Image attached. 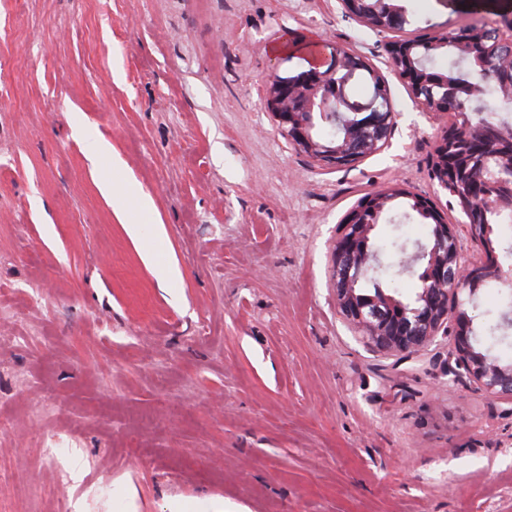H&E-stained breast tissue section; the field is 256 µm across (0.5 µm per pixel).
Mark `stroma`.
<instances>
[{
	"instance_id": "1",
	"label": "stroma",
	"mask_w": 512,
	"mask_h": 512,
	"mask_svg": "<svg viewBox=\"0 0 512 512\" xmlns=\"http://www.w3.org/2000/svg\"><path fill=\"white\" fill-rule=\"evenodd\" d=\"M0 0V512H512V402L440 337L371 350L338 314L336 227L396 184L438 201L394 37L402 0ZM383 75L387 147L336 169L265 105L309 45ZM111 145L90 159L91 143ZM151 196L116 218L100 180ZM365 1L367 0H342L341 2L347 13L357 16L373 28L398 29L397 26L390 27L376 7L368 6Z\"/></svg>"
}]
</instances>
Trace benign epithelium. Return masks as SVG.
I'll return each mask as SVG.
<instances>
[{
  "label": "benign epithelium",
  "mask_w": 512,
  "mask_h": 512,
  "mask_svg": "<svg viewBox=\"0 0 512 512\" xmlns=\"http://www.w3.org/2000/svg\"><path fill=\"white\" fill-rule=\"evenodd\" d=\"M345 11L357 16L376 29H387L383 15L365 3V0H342ZM492 30L501 43L512 47V17L503 20V26L489 28L476 25L469 37L459 39L460 29L449 28L433 45L441 48L452 45L467 55L480 57L484 34ZM416 44L403 39L387 43L386 52L393 68L412 96L430 111L436 108L422 98V81L413 69ZM369 67L360 56L334 47L330 54H322L312 72L300 78L288 74L277 75L266 92V105L277 117L282 133L295 148L316 158L322 164L344 168L367 154L381 149L388 141L395 125L392 110L358 107L351 104L344 88L336 84L340 68L354 74L356 69ZM346 106L363 121L352 122L353 128L341 139L327 140L319 136L314 125L315 115L325 122L338 117L337 109ZM476 130L468 125H451L437 137L431 158L430 175L448 197V207H454L458 183L463 178L458 168L459 138L472 137ZM505 152L499 160L483 166V180L488 193L478 207L459 209L462 223L470 239L482 247L484 260L469 266L462 261L461 235L458 225L448 223L447 213L426 196L415 195L403 186L367 194L352 207L337 225L336 239L331 253L332 281L336 307L366 339L375 352L383 354H414L437 337L446 336L451 345L448 353V374L466 377L478 384L488 395L512 401V361L503 362L481 345L474 329V318L460 301L464 290L474 293L473 285L483 279H492L512 285V266L500 262L489 222L479 223L475 213L512 216V140L503 143ZM402 195L414 203V209L434 221L432 238L416 249L408 263L423 266L421 289L415 300L404 303L392 294L362 300L356 293V284L377 270L381 259L377 252L368 250L374 224L363 219L367 212L382 213L395 196Z\"/></svg>",
  "instance_id": "obj_1"
}]
</instances>
